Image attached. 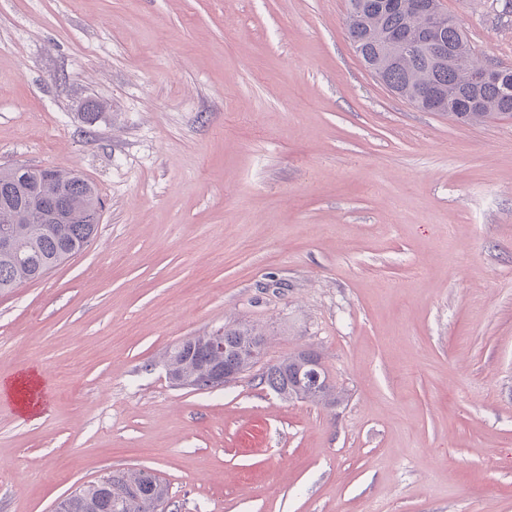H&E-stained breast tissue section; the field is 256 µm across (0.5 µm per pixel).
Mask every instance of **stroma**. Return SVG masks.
Instances as JSON below:
<instances>
[{
    "label": "stroma",
    "instance_id": "obj_1",
    "mask_svg": "<svg viewBox=\"0 0 512 512\" xmlns=\"http://www.w3.org/2000/svg\"><path fill=\"white\" fill-rule=\"evenodd\" d=\"M512 68L501 0H441ZM347 0H0V165L75 169L98 233L0 291V512H54L114 469L168 512H512V120L394 95ZM103 108L95 121L87 101ZM257 327L235 382L163 367ZM332 405L260 380L299 348ZM300 352L309 360L307 364L308 371L306 372L305 378L301 384H303L304 390L309 396L321 397L319 400L309 399L307 401L322 403L323 399L331 397L334 398L336 402L337 397L334 393H330L328 396L327 394L326 396H322L326 391L327 386L330 384V381L329 377L324 372L320 355L311 349L301 350ZM42 381L38 371L23 373L8 380H0V392L9 396L24 415H37L42 409L40 390Z\"/></svg>",
    "mask_w": 512,
    "mask_h": 512
}]
</instances>
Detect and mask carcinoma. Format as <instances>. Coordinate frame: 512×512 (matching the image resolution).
I'll return each mask as SVG.
<instances>
[{
  "label": "carcinoma",
  "mask_w": 512,
  "mask_h": 512,
  "mask_svg": "<svg viewBox=\"0 0 512 512\" xmlns=\"http://www.w3.org/2000/svg\"><path fill=\"white\" fill-rule=\"evenodd\" d=\"M380 19L385 28L398 34L408 30L412 23L411 17L395 6L385 9ZM347 33L350 41L361 42L365 56H376L377 45L363 28L349 26ZM445 41L450 47L461 42L469 46L473 54L472 63H480L463 30L448 26ZM430 68L431 62L425 56L398 63L388 72L386 86L408 89L427 75ZM436 75L453 97L464 101L478 100V109L462 113L468 122L512 118V91L503 84L490 83L474 91L447 67L436 72ZM72 199L75 202L72 224H45L40 213L31 211L25 221L13 225L15 252L12 255L0 253V290L43 278L62 263V251L67 246L78 245L76 253L79 254L97 235L98 225L84 223L88 212L101 204L95 186L81 179V184L73 188ZM224 334L231 337L233 345L237 346L234 359L244 369H250L256 363V358L249 351L240 349V345L247 344L251 336L264 337L262 331L255 327L229 328L224 330ZM293 367V356L290 355L269 365L261 380L280 396L291 398L295 392L291 385ZM175 375L190 381L200 390L213 388L215 381L214 366L206 354L197 358L178 355ZM159 485V480L153 474L143 470H115L112 472L111 485L101 486L94 482L70 495L67 498V512H154L152 498L158 492Z\"/></svg>",
  "instance_id": "carcinoma-1"
}]
</instances>
